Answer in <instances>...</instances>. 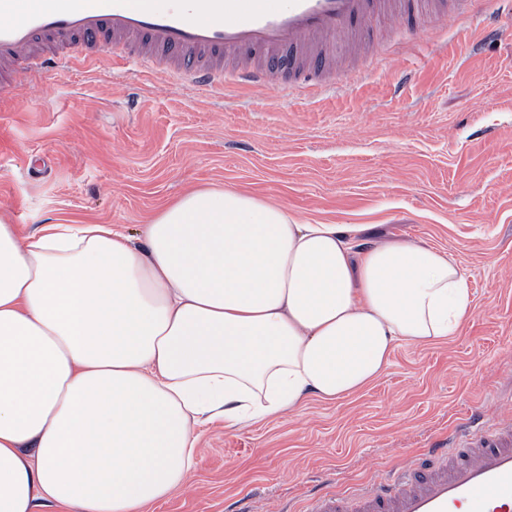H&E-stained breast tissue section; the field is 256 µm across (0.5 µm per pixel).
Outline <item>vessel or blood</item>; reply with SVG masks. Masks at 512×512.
I'll return each instance as SVG.
<instances>
[{
	"instance_id": "b4317fda",
	"label": "vessel or blood",
	"mask_w": 512,
	"mask_h": 512,
	"mask_svg": "<svg viewBox=\"0 0 512 512\" xmlns=\"http://www.w3.org/2000/svg\"><path fill=\"white\" fill-rule=\"evenodd\" d=\"M434 0H0V97L46 68L68 72L100 56L167 65L166 74L210 94L225 79L261 87L324 86L309 46L339 35L368 41L379 16L431 18ZM309 512H512V418L484 413L441 447L392 467L362 493L315 496Z\"/></svg>"
}]
</instances>
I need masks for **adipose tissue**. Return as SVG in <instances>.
<instances>
[{"label": "adipose tissue", "mask_w": 512, "mask_h": 512, "mask_svg": "<svg viewBox=\"0 0 512 512\" xmlns=\"http://www.w3.org/2000/svg\"><path fill=\"white\" fill-rule=\"evenodd\" d=\"M230 188L192 189L140 240L109 224L19 236L0 214V512H146L183 488L199 427L338 402L401 344L472 314L455 258L360 251Z\"/></svg>", "instance_id": "obj_1"}]
</instances>
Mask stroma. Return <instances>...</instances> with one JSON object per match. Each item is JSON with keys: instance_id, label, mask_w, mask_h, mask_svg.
I'll list each match as a JSON object with an SVG mask.
<instances>
[{"instance_id": "stroma-1", "label": "stroma", "mask_w": 512, "mask_h": 512, "mask_svg": "<svg viewBox=\"0 0 512 512\" xmlns=\"http://www.w3.org/2000/svg\"><path fill=\"white\" fill-rule=\"evenodd\" d=\"M287 94L225 81L159 87L136 61L45 71L0 100V210L21 233L66 221L138 233L192 187H232L311 222L358 224L362 247L447 250L472 294L455 336L398 346L339 402L242 430L199 431L188 485L152 512H304L314 491L378 478L459 417L512 409V11L448 28L405 21Z\"/></svg>"}]
</instances>
